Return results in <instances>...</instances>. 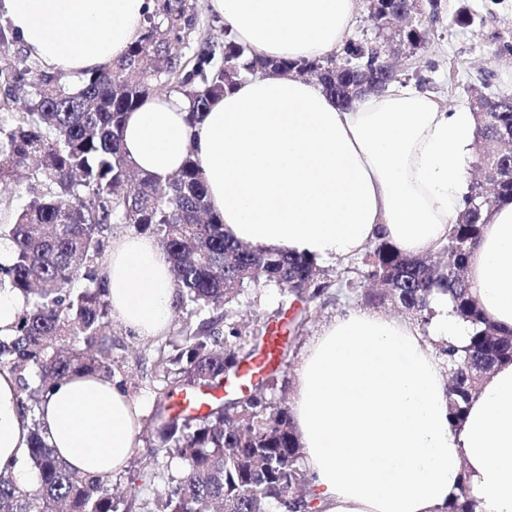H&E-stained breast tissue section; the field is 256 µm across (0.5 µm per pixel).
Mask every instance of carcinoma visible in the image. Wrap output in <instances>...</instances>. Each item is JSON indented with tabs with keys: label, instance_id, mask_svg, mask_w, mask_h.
I'll return each mask as SVG.
<instances>
[{
	"label": "carcinoma",
	"instance_id": "carcinoma-1",
	"mask_svg": "<svg viewBox=\"0 0 512 512\" xmlns=\"http://www.w3.org/2000/svg\"><path fill=\"white\" fill-rule=\"evenodd\" d=\"M193 19L184 0H157L144 22L142 37L112 66L81 80L76 88L60 84L54 73L30 67L1 71L6 98L27 87L23 112H0V182L27 170L19 197L25 204L4 207L0 240L12 251L0 275L26 299L15 334L0 337V366L18 376L19 401L31 414L28 459L37 473L34 486L19 489L0 472V512H115L112 477H88L63 464L49 448L35 412L62 379L77 373L112 379L111 306L100 275L113 226L148 230L171 264L176 306L197 323L183 324L182 344L160 360L164 376L177 366L178 378L159 393L153 420L157 448L178 459L182 469L164 484L159 473H143L157 485L144 512H318L308 485L303 451L290 408L261 405L257 392L242 390L214 399L205 412L191 416L170 402L175 390L212 391L224 377L238 373L265 348L264 335L251 349L225 306L247 288L274 284L301 303L300 324L312 317L310 304L333 286L371 281L362 300L390 302L420 325L428 323L430 299L441 293L473 327L461 354L449 364L470 363L459 384L448 390L449 421L458 424L473 395L494 367L512 361V331L488 319L467 279L470 253L477 247L487 211L512 201V159L501 140L512 137V107L496 110L485 138H475L477 175L464 207L452 224L439 257L429 263L398 251L384 239L371 243L361 267L322 270L312 259L269 252L224 235V222L207 200L200 161L189 154L166 180L136 169L121 148L126 113L160 87L189 99L187 121H200L224 88L273 69L284 73L325 72L322 85L333 95L328 74L336 59L291 62L267 60L224 36L221 62L201 54L192 67L182 61ZM504 179L479 209L483 171ZM467 481L448 499L446 512H474Z\"/></svg>",
	"mask_w": 512,
	"mask_h": 512
}]
</instances>
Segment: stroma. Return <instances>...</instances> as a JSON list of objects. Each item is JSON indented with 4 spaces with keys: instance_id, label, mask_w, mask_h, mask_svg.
Here are the masks:
<instances>
[{
    "instance_id": "1",
    "label": "stroma",
    "mask_w": 512,
    "mask_h": 512,
    "mask_svg": "<svg viewBox=\"0 0 512 512\" xmlns=\"http://www.w3.org/2000/svg\"><path fill=\"white\" fill-rule=\"evenodd\" d=\"M436 15H423L422 24L429 30V42L414 49L403 47L395 63L399 79L414 83L448 108H468L473 86L480 72L492 75L491 92L512 94V0H439ZM194 17L192 42L185 52L187 61H195L198 53H221L224 20L212 13L208 0H186ZM467 6L476 16L470 27L451 24L450 18L459 6ZM283 297L279 289L246 290L229 311L239 324L243 341H251L256 329L278 318ZM359 289L341 288L337 298L318 304L311 321L302 327H290L288 351L276 376L274 389L266 391L271 402H291L296 372L312 340L347 307L362 306ZM179 320H172L165 336L139 338L120 322H113L112 378L122 382L127 394L136 400L155 403L168 380L156 368L161 356L172 354L179 342ZM154 423L144 417L136 448L126 470L113 475L117 512H142L141 503L151 493L141 484L140 476L147 463L154 460Z\"/></svg>"
}]
</instances>
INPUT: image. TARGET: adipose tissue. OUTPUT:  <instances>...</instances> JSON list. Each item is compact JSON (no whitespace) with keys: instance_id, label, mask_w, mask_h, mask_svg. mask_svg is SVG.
I'll return each mask as SVG.
<instances>
[{"instance_id":"adipose-tissue-1","label":"adipose tissue","mask_w":512,"mask_h":512,"mask_svg":"<svg viewBox=\"0 0 512 512\" xmlns=\"http://www.w3.org/2000/svg\"><path fill=\"white\" fill-rule=\"evenodd\" d=\"M235 41L267 59H323L351 34L357 0H209ZM152 0H0L11 32L44 70L86 77L123 57ZM181 94L146 98L125 118L137 169L167 178L200 160L224 232L318 262L360 256L377 237L421 256L445 241L467 193L471 112L446 110L409 84L340 106L318 82L257 75L215 100L197 124ZM112 316L163 335L175 302L170 265L146 235L114 238L102 262ZM485 315L512 328V202L488 215L467 269ZM428 330L346 309L313 341L296 374L292 415L321 512H440L467 482L477 512H512V362L498 365L459 427L431 339L465 347L471 327L446 296ZM145 404L101 377L76 376L25 415L0 369V472L29 487L31 419L64 464L102 477L139 445Z\"/></svg>"}]
</instances>
